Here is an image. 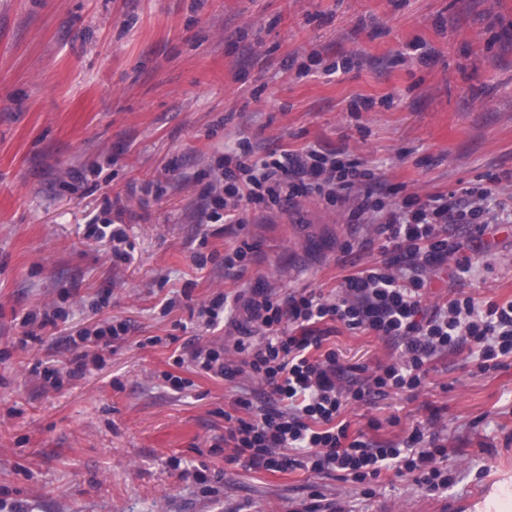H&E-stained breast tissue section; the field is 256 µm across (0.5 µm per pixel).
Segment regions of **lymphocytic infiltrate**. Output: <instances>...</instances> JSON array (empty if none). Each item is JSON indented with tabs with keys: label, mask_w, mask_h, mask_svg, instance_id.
I'll list each match as a JSON object with an SVG mask.
<instances>
[{
	"label": "lymphocytic infiltrate",
	"mask_w": 512,
	"mask_h": 512,
	"mask_svg": "<svg viewBox=\"0 0 512 512\" xmlns=\"http://www.w3.org/2000/svg\"><path fill=\"white\" fill-rule=\"evenodd\" d=\"M210 172L203 224L243 225L250 209H279L316 194L345 209L350 223L373 225L383 250L393 255L343 277L331 299L315 291L282 297L256 288L222 293L201 305L205 330L227 328L236 334L234 344L228 349L220 341L194 338L174 356V365L230 382L245 377L265 387L262 405L244 396L233 401L224 415L223 442L212 446V454L248 469H302L364 486L392 469L430 491L448 487V448L430 426L383 444L361 432L350 435L342 414L354 402L418 393L433 356L465 348L486 372L512 355V300H479L457 291L433 312L422 307L430 271L449 256H456L457 272H470L471 258L461 256V242L448 238L444 227L489 224L487 202L497 196L499 177L463 188L454 200L442 193L412 194L393 203L379 175L345 151L308 148L260 156L246 139L226 148ZM327 320L396 340L400 360L369 374L342 366L335 350L323 347L327 333L320 325ZM248 325L257 326L258 336L244 335ZM126 332L125 324L111 322L84 331L68 377L100 364L102 352L114 351Z\"/></svg>",
	"instance_id": "obj_1"
}]
</instances>
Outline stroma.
Instances as JSON below:
<instances>
[{
	"mask_svg": "<svg viewBox=\"0 0 512 512\" xmlns=\"http://www.w3.org/2000/svg\"><path fill=\"white\" fill-rule=\"evenodd\" d=\"M364 99L373 109L351 115ZM242 136L263 153L347 150L422 198L495 173L512 195V0H0V501L23 512H302L315 489L344 512H512V356L481 372L468 350L444 353L416 395L344 411L355 431L379 421V441L433 421L453 476L436 492L390 470L365 497L300 469L209 455L224 409L243 393L261 403L263 387L173 367L198 306L259 285L328 295L382 260L372 225L315 195L251 211L241 229L202 230L195 174ZM151 182L163 195L144 192ZM116 197L132 245L118 265L109 239L87 236ZM448 232L473 268L432 271L425 309L459 289L512 300V223ZM244 243L250 259L230 276L224 253ZM47 303L65 318L19 348L20 318ZM104 319L125 323L128 342L101 366L54 389L30 375L37 361L62 367L70 337ZM326 345L371 371L401 354L341 325ZM165 371L189 388L166 387ZM172 457L221 472L217 493Z\"/></svg>",
	"mask_w": 512,
	"mask_h": 512,
	"instance_id": "1",
	"label": "stroma"
}]
</instances>
